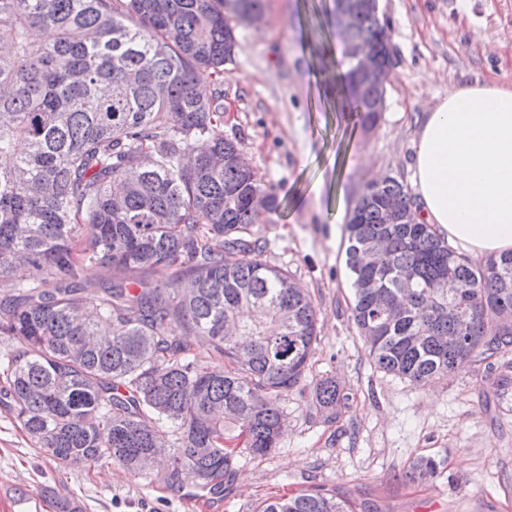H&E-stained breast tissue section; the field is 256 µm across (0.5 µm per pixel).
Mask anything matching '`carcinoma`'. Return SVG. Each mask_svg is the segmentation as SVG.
<instances>
[{
    "label": "carcinoma",
    "instance_id": "1",
    "mask_svg": "<svg viewBox=\"0 0 512 512\" xmlns=\"http://www.w3.org/2000/svg\"><path fill=\"white\" fill-rule=\"evenodd\" d=\"M265 0H0V397L60 467L140 471L168 452L173 477L223 483L240 449L276 448L281 402L311 368L317 311L288 270L262 258L253 227L278 208L237 144L224 107L198 86L224 71L237 20ZM377 13L345 39L380 40ZM380 78L343 87L354 124L373 126ZM261 196L263 206L254 202ZM387 176L346 224L352 317L374 367L416 387L512 349V253L474 263ZM25 261L42 272L14 283ZM88 264L128 277L96 291ZM175 273L172 288L135 287ZM237 337L224 327L238 313ZM208 343L214 365L199 361ZM336 379L312 405L336 419ZM437 462L417 459L413 480ZM257 512H355L321 489Z\"/></svg>",
    "mask_w": 512,
    "mask_h": 512
}]
</instances>
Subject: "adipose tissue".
I'll return each instance as SVG.
<instances>
[{"label":"adipose tissue","instance_id":"obj_1","mask_svg":"<svg viewBox=\"0 0 512 512\" xmlns=\"http://www.w3.org/2000/svg\"><path fill=\"white\" fill-rule=\"evenodd\" d=\"M412 152L418 222L475 259L512 252V84L450 82Z\"/></svg>","mask_w":512,"mask_h":512}]
</instances>
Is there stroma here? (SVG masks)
Instances as JSON below:
<instances>
[{
	"label": "stroma",
	"mask_w": 512,
	"mask_h": 512,
	"mask_svg": "<svg viewBox=\"0 0 512 512\" xmlns=\"http://www.w3.org/2000/svg\"><path fill=\"white\" fill-rule=\"evenodd\" d=\"M397 63L372 133L346 130L328 97L336 88L333 0H267L261 24L237 29L233 63L205 97L224 106L222 131L252 162L279 209L257 235L268 262L313 297L319 342L300 389L283 402L287 428L274 452L242 453L224 481L223 512L319 488L357 512H512V391L497 369L474 365L419 388L377 371L350 310L346 216L372 171L409 179L416 120L462 83L512 82V0H381ZM334 377L349 399L324 421L311 389ZM439 461L414 482V460ZM79 512H193L188 485L168 462L131 473L102 463L60 468L0 407V512L41 493Z\"/></svg>",
	"instance_id": "stroma-1"
}]
</instances>
